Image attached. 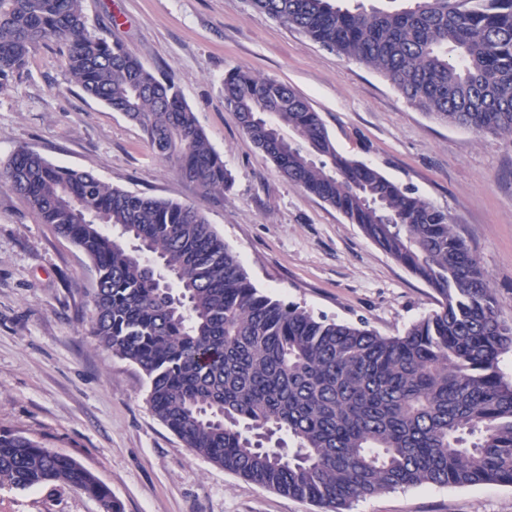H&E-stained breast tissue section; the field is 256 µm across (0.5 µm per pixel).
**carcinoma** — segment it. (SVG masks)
I'll return each mask as SVG.
<instances>
[{
	"label": "carcinoma",
	"instance_id": "carcinoma-1",
	"mask_svg": "<svg viewBox=\"0 0 512 512\" xmlns=\"http://www.w3.org/2000/svg\"><path fill=\"white\" fill-rule=\"evenodd\" d=\"M378 73L412 107L477 137H512V0H250ZM45 40L70 85L139 126L154 157L207 199L233 178L183 100L119 42L89 30L84 0H0V89ZM224 105L292 183L341 212L436 294L403 334L316 317L259 291L203 211L112 187L17 150L0 183L73 241L97 273L91 335L136 364L152 414L224 470L322 512L397 488L512 485V324L448 214L343 155L286 84L247 70ZM290 127L294 145L267 126ZM63 485L123 512L75 459L0 432V488Z\"/></svg>",
	"mask_w": 512,
	"mask_h": 512
}]
</instances>
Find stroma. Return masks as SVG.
I'll use <instances>...</instances> for the list:
<instances>
[{
    "instance_id": "obj_1",
    "label": "stroma",
    "mask_w": 512,
    "mask_h": 512,
    "mask_svg": "<svg viewBox=\"0 0 512 512\" xmlns=\"http://www.w3.org/2000/svg\"><path fill=\"white\" fill-rule=\"evenodd\" d=\"M91 28L172 79L233 185L206 200L143 133L67 82L42 42L0 91V162L22 147L124 190L200 206L264 294L316 316L404 333L436 309L423 281L332 206L288 182L224 105L239 68L290 86L338 151L447 212L512 322V139L479 138L411 107L380 75L253 9L248 0H85ZM96 271L71 240L0 186V431L73 457L123 512H318L198 458L151 413L139 367L90 334ZM0 512H102L63 486L0 489ZM348 512H512V486L426 484Z\"/></svg>"
}]
</instances>
